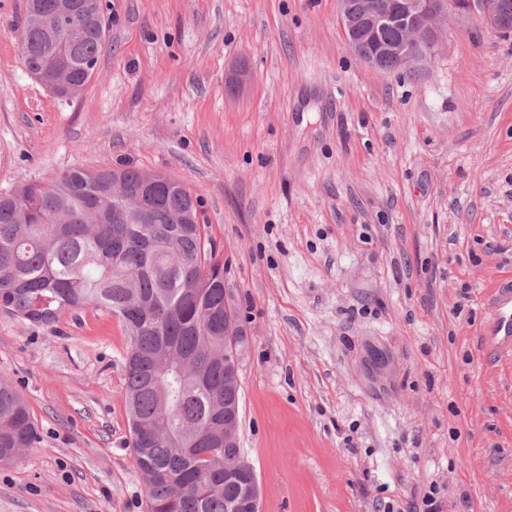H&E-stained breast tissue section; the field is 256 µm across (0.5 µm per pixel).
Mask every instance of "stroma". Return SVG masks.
I'll return each instance as SVG.
<instances>
[{
	"label": "stroma",
	"instance_id": "obj_1",
	"mask_svg": "<svg viewBox=\"0 0 512 512\" xmlns=\"http://www.w3.org/2000/svg\"><path fill=\"white\" fill-rule=\"evenodd\" d=\"M106 46L62 100L0 0V194L129 162L203 202L248 347L240 443L262 512H512V33L358 58L337 0H102ZM235 93H228L231 80ZM130 338L105 308L0 310V377L40 434L0 512H147L128 445ZM492 328L486 342L499 354L512 357V284L497 288L490 300Z\"/></svg>",
	"mask_w": 512,
	"mask_h": 512
}]
</instances>
